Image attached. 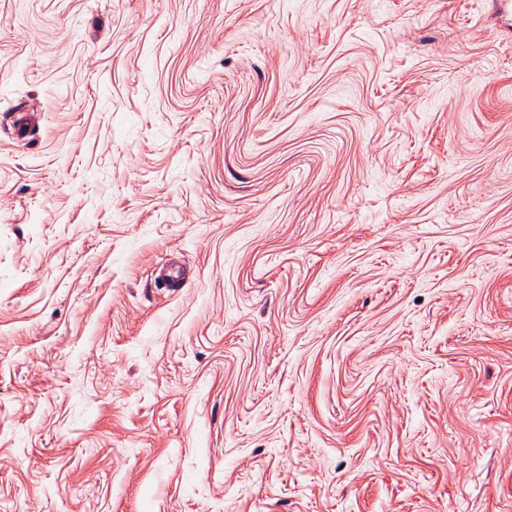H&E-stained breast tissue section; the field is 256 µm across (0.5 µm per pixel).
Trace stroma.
I'll use <instances>...</instances> for the list:
<instances>
[{"instance_id": "1", "label": "stroma", "mask_w": 512, "mask_h": 512, "mask_svg": "<svg viewBox=\"0 0 512 512\" xmlns=\"http://www.w3.org/2000/svg\"><path fill=\"white\" fill-rule=\"evenodd\" d=\"M0 512H512L491 0H0Z\"/></svg>"}]
</instances>
